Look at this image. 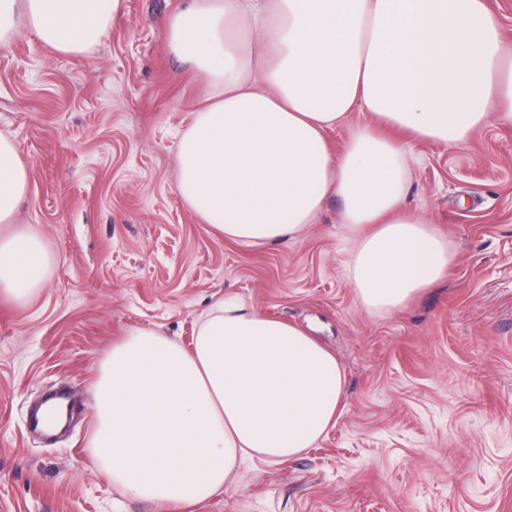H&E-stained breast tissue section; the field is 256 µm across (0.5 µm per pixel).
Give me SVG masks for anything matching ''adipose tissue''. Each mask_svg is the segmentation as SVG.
Wrapping results in <instances>:
<instances>
[{
  "label": "adipose tissue",
  "mask_w": 512,
  "mask_h": 512,
  "mask_svg": "<svg viewBox=\"0 0 512 512\" xmlns=\"http://www.w3.org/2000/svg\"><path fill=\"white\" fill-rule=\"evenodd\" d=\"M120 0H0V45L18 19L54 51L86 56ZM171 51L210 97L179 138L176 191L225 239L301 236L329 198L349 232L344 276L369 313L398 310L455 260L426 210L405 205L412 145H467L512 123V50L486 0H184ZM364 113L351 122L353 113ZM346 128L334 150L329 133ZM29 188L0 135V224ZM52 256L30 232L0 237V291L36 294ZM336 354L238 300L215 305L191 347L141 328L113 344L95 392L96 468L136 499L180 512L232 485L247 461L279 464L334 427Z\"/></svg>",
  "instance_id": "1"
}]
</instances>
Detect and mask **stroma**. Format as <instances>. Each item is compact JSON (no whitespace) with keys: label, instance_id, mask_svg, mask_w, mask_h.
Here are the masks:
<instances>
[{"label":"stroma","instance_id":"stroma-1","mask_svg":"<svg viewBox=\"0 0 512 512\" xmlns=\"http://www.w3.org/2000/svg\"><path fill=\"white\" fill-rule=\"evenodd\" d=\"M182 0H123L91 56L56 53L25 23L0 46V132L29 163L15 224L52 255L40 291L0 295V512H166L121 494L88 447L102 360L131 330L191 344L237 297L309 330L346 374L334 428L281 464L250 462L192 512H512V125L463 148L414 143L406 203L455 243L441 283L383 316L341 272L329 199L300 238L216 236L175 189L177 137L203 78L167 48ZM71 390L55 440L28 432L44 393Z\"/></svg>","mask_w":512,"mask_h":512}]
</instances>
